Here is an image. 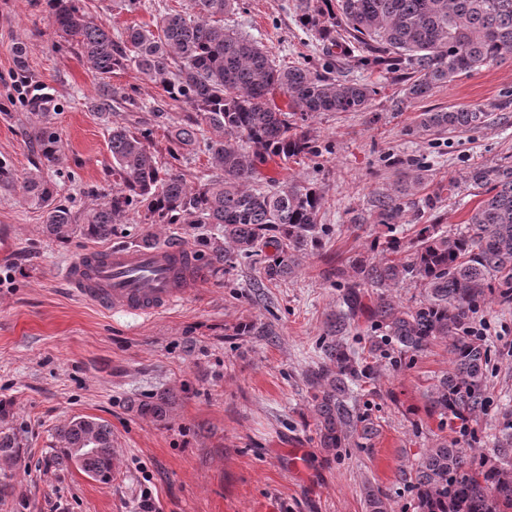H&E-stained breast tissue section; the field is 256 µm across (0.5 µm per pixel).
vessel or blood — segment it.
<instances>
[{
    "instance_id": "obj_1",
    "label": "vessel or blood",
    "mask_w": 512,
    "mask_h": 512,
    "mask_svg": "<svg viewBox=\"0 0 512 512\" xmlns=\"http://www.w3.org/2000/svg\"><path fill=\"white\" fill-rule=\"evenodd\" d=\"M203 273L184 245L124 246L86 250L63 271L78 296L104 309L153 316L182 303Z\"/></svg>"
}]
</instances>
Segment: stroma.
<instances>
[{
	"label": "stroma",
	"instance_id": "obj_1",
	"mask_svg": "<svg viewBox=\"0 0 512 512\" xmlns=\"http://www.w3.org/2000/svg\"><path fill=\"white\" fill-rule=\"evenodd\" d=\"M82 4L117 31L154 24L186 2L141 0L133 12L121 0ZM224 22L262 41L277 63L327 65L319 40L297 27L292 0H240ZM55 40L47 0H0V163L20 178L32 170L22 84L41 85L54 99L63 140L61 163L44 175L80 212L120 183L107 122L134 127L156 110L174 121L184 112L130 66L111 83L134 102L103 120L93 106L97 77L77 51L55 50ZM18 42L27 49L23 76L11 52ZM344 72L376 87L369 110L315 115L320 155L262 168L267 179L319 188L320 221L333 229L323 250L274 284L261 281L276 256L269 247L255 262L206 271L182 305L158 316L97 307L72 296L61 278L92 240L49 236L41 210L0 181V403L7 409L0 429H14L20 442L0 455V512H139L145 493L157 512H366L368 486L384 493L387 512H416L415 491L401 474L433 439L460 441L477 455L491 448L498 411L512 404V304L490 297L478 306L491 357L490 404L467 432L426 406L427 390L450 368L446 342L397 365L375 361L376 380L356 393L374 432L330 452L319 444L305 373L339 309L342 289L326 278L328 265L391 257L374 201L392 193L404 161L422 169L423 192L437 199L434 209L409 212L407 232L421 224L456 232L485 196L466 171L491 170L512 156V57L412 101L381 67L348 64ZM432 108L479 110L485 118L461 133L415 135L419 113ZM148 234L205 252L182 225L134 220L118 225L107 244L140 245ZM242 323L273 333L241 336ZM167 392L173 403L165 420L139 414V402ZM77 417L111 426L119 450L113 478L96 481L59 463L57 431Z\"/></svg>",
	"mask_w": 512,
	"mask_h": 512
}]
</instances>
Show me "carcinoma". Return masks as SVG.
<instances>
[{"instance_id":"cac0c4a2","label":"carcinoma","mask_w":512,"mask_h":512,"mask_svg":"<svg viewBox=\"0 0 512 512\" xmlns=\"http://www.w3.org/2000/svg\"><path fill=\"white\" fill-rule=\"evenodd\" d=\"M47 2L60 38L57 49H77L99 78V110L112 109L118 97L133 102L110 77L134 66L186 112L184 122L168 124L170 157L186 162L201 152L221 172L189 185L181 168L158 164L150 125L109 126L112 173L120 177V187L96 207L75 213L43 176V168L60 163L61 133L41 108L42 97L27 95L24 107L34 119L28 144L36 161L20 189L25 201L43 210L47 232L63 242L77 234L109 239L133 213L142 224L188 225L208 249L212 266L250 259L271 243L277 256L263 269L268 282L295 273L303 258L322 247L330 229L319 223L323 196L316 186L264 183L260 167L276 158L286 163L318 154L308 120L321 112H364L374 94L368 83L337 73L341 61L334 49L350 58L355 46L389 73L404 71L398 81L408 99L423 98L437 84L512 55V0H296V21L325 42L331 63L323 72L303 64L282 68L261 42L224 26V15L235 11L238 0H188L184 11L157 18L156 30L128 26L117 40L106 23L80 6L81 0ZM278 95L286 98V108L276 104ZM483 116L468 109H430L419 114L415 132L467 130ZM468 179L487 187V198L472 210L465 230L424 224L412 238L393 235L386 241L399 258L355 259L354 279L343 283L340 309L327 324L323 362L306 375L320 447L344 448L356 436L373 434L354 389L376 373L346 336L364 289L389 288L407 278L421 284L423 299L402 306L378 297L372 317L382 336L371 337L368 353L392 360L446 340L451 368L427 391L430 412L459 422L465 432L486 411L488 349L471 320L493 285L502 299H512V160L492 171L474 168ZM423 180L419 173H406L398 179L397 195L378 197L376 223L390 230L403 223L401 199L413 195ZM171 404L172 397L162 394L139 404V411L161 421ZM57 436L61 461H72L77 448H97L80 469L101 480L111 477L114 445L108 423L78 417ZM409 482L417 512H512V406L500 412L492 455L476 458L440 438L423 450ZM365 502L367 512H387L379 489L366 488Z\"/></svg>"}]
</instances>
